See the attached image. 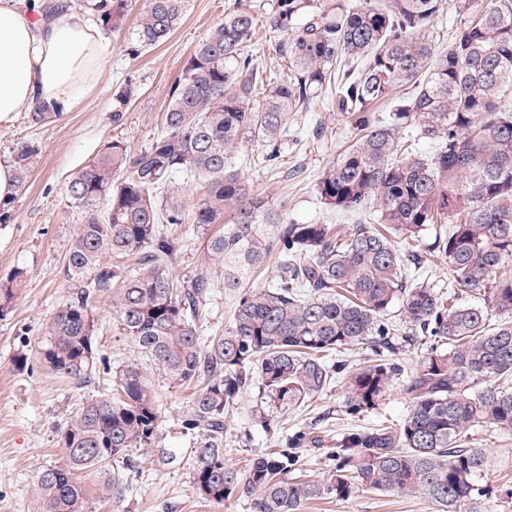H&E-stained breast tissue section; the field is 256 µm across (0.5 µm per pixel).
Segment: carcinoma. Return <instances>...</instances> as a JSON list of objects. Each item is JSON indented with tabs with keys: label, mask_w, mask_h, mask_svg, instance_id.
<instances>
[{
	"label": "carcinoma",
	"mask_w": 512,
	"mask_h": 512,
	"mask_svg": "<svg viewBox=\"0 0 512 512\" xmlns=\"http://www.w3.org/2000/svg\"><path fill=\"white\" fill-rule=\"evenodd\" d=\"M441 0L336 2L276 0L267 19L274 51L288 61L280 81L262 77L243 49L257 15L224 14L174 82L161 132L132 152L107 143L66 184L79 210L67 254L68 297L46 323L39 354L77 389L102 376L62 430L67 463L35 485L46 512H87L77 474H99L102 497L120 502L129 485L109 471L130 452L166 447L159 400L139 364L112 369L95 342L96 303L112 295L123 335L171 388H194L183 429L192 432L193 485L210 504L235 494L253 512H302L313 499L344 501L360 488L425 498L436 512H480L493 493L489 461L473 444L482 428L512 432V0H490L440 51L425 36ZM189 0H148L138 41L152 47L181 25ZM103 25L121 26L127 0L99 5ZM349 119L353 143L315 184L325 208L372 223H298L284 207L250 193L227 167L248 140L273 167L288 136V114L329 85ZM262 86V102L249 101ZM433 144L426 155L421 142ZM33 149L14 158L17 185ZM202 176L205 193L186 212L176 178ZM229 219H224V214ZM224 220V232L210 227ZM448 260L450 287L412 284L420 242ZM204 264L173 274L192 240ZM137 257L128 269L123 260ZM275 264L274 282L250 286ZM24 271L0 279V320L13 312ZM234 300L224 330L204 335L205 307L218 289ZM483 294V304L462 296ZM400 305V323L388 316ZM424 345L406 386L409 411L397 424L357 425L328 448L324 483L302 481L306 451L321 448L315 425L238 471L224 465L225 413L256 384L267 403L299 407L342 383L346 412L384 400L402 372L399 350ZM362 345V366L340 350Z\"/></svg>",
	"instance_id": "cac0c4a2"
}]
</instances>
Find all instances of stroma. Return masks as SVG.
I'll use <instances>...</instances> for the list:
<instances>
[{
    "instance_id": "35a3bbf8",
    "label": "stroma",
    "mask_w": 512,
    "mask_h": 512,
    "mask_svg": "<svg viewBox=\"0 0 512 512\" xmlns=\"http://www.w3.org/2000/svg\"><path fill=\"white\" fill-rule=\"evenodd\" d=\"M146 4L147 0H129L121 30L107 32L112 53L104 64L102 80L78 108L37 126L25 112L0 122V163L12 162L21 146L34 149L28 181L7 207L9 220L0 223V278L18 268L25 272L24 288L10 318L0 321V512H45L35 494V483L46 467L65 465L59 434L83 397L68 379L50 372L38 354L43 325L68 295L66 255L79 217L64 191L69 176L108 141L120 140L134 152L147 148L162 128L172 83L195 46L223 23L225 12L240 5L263 17L273 7L272 0H190L181 26L167 41L148 48L141 46L136 35ZM129 86L133 94L125 106H118V93ZM118 107L123 119L116 124L112 112ZM351 141L347 119L337 112L335 93L329 90L293 114L280 164L282 169L297 170V177L286 180L263 169L250 143L232 151L228 164L253 193L272 206H285L289 219L348 229L356 224V217L327 210L317 199L314 186L325 167ZM97 307L100 351L111 356L116 366L139 362L133 344L121 333L111 297L101 298ZM22 352L29 363L23 370L15 365ZM419 356L416 348L404 354L405 374L393 381L382 405L357 419L346 414L343 390L335 386L303 407L271 413L264 427L252 416L262 404V395L258 387H250L225 415L229 429L224 441L225 465L245 469L255 455L277 447L286 435L315 419L330 448L353 425L400 422L409 405L407 372L416 367ZM157 390L162 431L167 446L177 453L176 462L163 466L153 454L134 452L131 467L122 470L130 490L119 504L99 498L96 474H83L91 512H252L251 500L244 496L231 497L221 506L199 497L192 482L193 437L182 428L191 392L162 383ZM474 439L493 461L486 482L492 486L512 484V434L493 435L480 429ZM303 512L434 509L423 499L369 489L355 492L346 502L310 501Z\"/></svg>"
}]
</instances>
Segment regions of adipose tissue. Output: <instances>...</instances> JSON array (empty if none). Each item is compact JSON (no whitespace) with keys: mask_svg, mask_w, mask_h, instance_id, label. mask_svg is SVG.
<instances>
[{"mask_svg":"<svg viewBox=\"0 0 512 512\" xmlns=\"http://www.w3.org/2000/svg\"><path fill=\"white\" fill-rule=\"evenodd\" d=\"M40 0H0V122L36 109L75 108L112 52L98 24L69 6L40 18Z\"/></svg>","mask_w":512,"mask_h":512,"instance_id":"ef3b65f1","label":"adipose tissue"}]
</instances>
